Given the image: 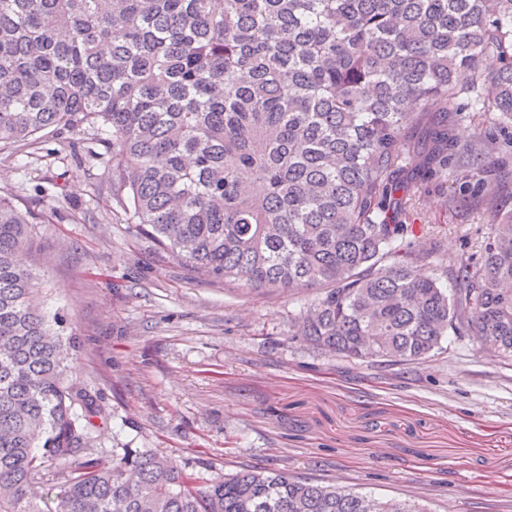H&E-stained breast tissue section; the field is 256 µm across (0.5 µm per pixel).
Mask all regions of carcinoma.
I'll return each mask as SVG.
<instances>
[{
	"instance_id": "obj_1",
	"label": "carcinoma",
	"mask_w": 512,
	"mask_h": 512,
	"mask_svg": "<svg viewBox=\"0 0 512 512\" xmlns=\"http://www.w3.org/2000/svg\"><path fill=\"white\" fill-rule=\"evenodd\" d=\"M461 98L512 128V0H0V151L100 130L126 223L210 279L326 287L296 335L348 358L420 360L450 329L512 353V212L451 265L452 293L405 248L409 185L497 150L459 140ZM508 182L477 168L491 207ZM46 220L0 189V512H425L265 467L99 456L74 338L21 261Z\"/></svg>"
}]
</instances>
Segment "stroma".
<instances>
[{"label":"stroma","mask_w":512,"mask_h":512,"mask_svg":"<svg viewBox=\"0 0 512 512\" xmlns=\"http://www.w3.org/2000/svg\"><path fill=\"white\" fill-rule=\"evenodd\" d=\"M96 135L43 132L0 153V187L50 215L27 263L53 331L79 342L72 378L96 395L95 451L149 448L201 474L266 466L408 500L428 512H512V357L448 335L409 363L326 355L293 325L321 292L252 290L174 263L115 212ZM466 160L413 186V250L444 273L480 261L496 208L469 195Z\"/></svg>","instance_id":"1"}]
</instances>
